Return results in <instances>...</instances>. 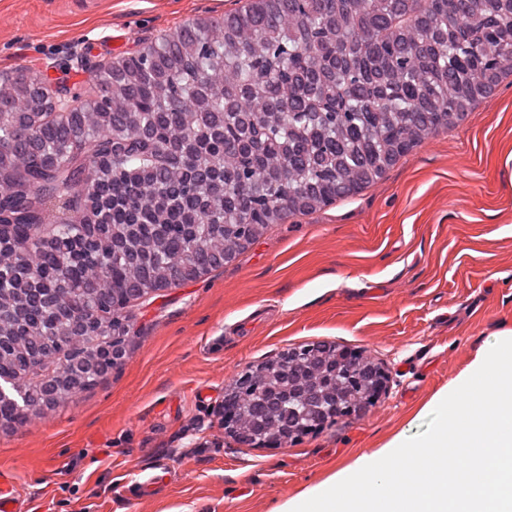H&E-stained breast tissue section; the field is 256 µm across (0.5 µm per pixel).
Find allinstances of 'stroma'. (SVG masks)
<instances>
[{"label":"stroma","mask_w":512,"mask_h":512,"mask_svg":"<svg viewBox=\"0 0 512 512\" xmlns=\"http://www.w3.org/2000/svg\"><path fill=\"white\" fill-rule=\"evenodd\" d=\"M245 0H0V75L74 92L118 60ZM120 367L0 427V470L29 512H275L395 436L512 331V79L376 183L288 217L233 261L130 309ZM325 342L380 363L390 389L285 448L224 431L240 372ZM171 465L167 487L134 489Z\"/></svg>","instance_id":"1"}]
</instances>
